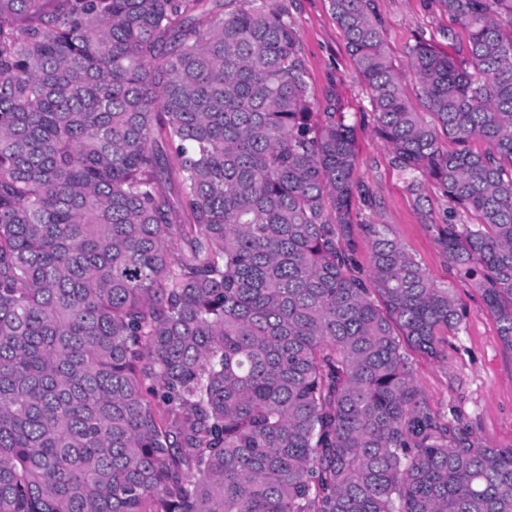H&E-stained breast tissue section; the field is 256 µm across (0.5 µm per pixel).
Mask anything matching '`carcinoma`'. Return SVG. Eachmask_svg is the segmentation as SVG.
I'll list each match as a JSON object with an SVG mask.
<instances>
[{
	"instance_id": "obj_1",
	"label": "carcinoma",
	"mask_w": 512,
	"mask_h": 512,
	"mask_svg": "<svg viewBox=\"0 0 512 512\" xmlns=\"http://www.w3.org/2000/svg\"><path fill=\"white\" fill-rule=\"evenodd\" d=\"M436 3L465 56L405 72L376 0H329L512 351V0ZM307 77L283 0H0V512H512V448L413 377L464 310L354 225L356 125Z\"/></svg>"
}]
</instances>
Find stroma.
<instances>
[{"label": "stroma", "mask_w": 512, "mask_h": 512, "mask_svg": "<svg viewBox=\"0 0 512 512\" xmlns=\"http://www.w3.org/2000/svg\"><path fill=\"white\" fill-rule=\"evenodd\" d=\"M296 22L306 61L308 83L316 100L339 95L357 123L356 178L376 197L379 211L358 207L355 223L377 221L388 225L393 237L416 258L438 284L449 286L464 308L463 329L448 338V357L436 361L412 353L415 379L431 410L460 420L477 438L500 448L512 447V351L503 347L495 319L481 295L456 274L436 241L448 204L432 186L422 195L411 194L403 177L387 160V151L368 121L367 91L346 50L345 38L329 9L328 0H286ZM385 23L386 42L398 66H406L403 49L418 34L432 37L444 52L465 54L464 38L448 41L452 26L433 0H377Z\"/></svg>", "instance_id": "35a3bbf8"}]
</instances>
